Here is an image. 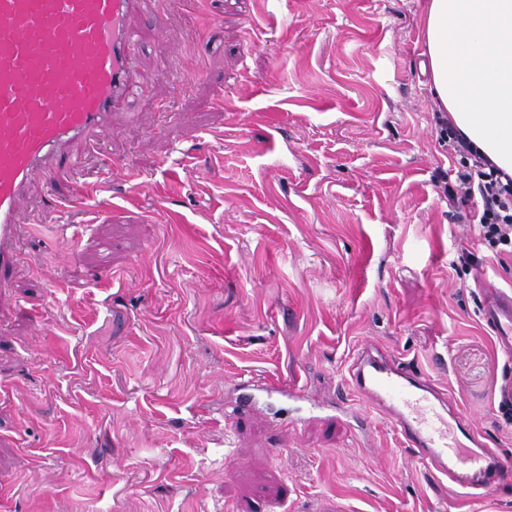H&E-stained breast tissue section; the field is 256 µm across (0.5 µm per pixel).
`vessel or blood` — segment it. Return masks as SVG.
<instances>
[{"label": "vessel or blood", "instance_id": "obj_1", "mask_svg": "<svg viewBox=\"0 0 512 512\" xmlns=\"http://www.w3.org/2000/svg\"><path fill=\"white\" fill-rule=\"evenodd\" d=\"M137 5L151 12L155 0H0L1 286L17 265V226L33 181L51 180L43 203L61 217L93 198L88 185H58L54 178L82 166L72 143L96 146L110 137L113 112L139 92L132 48L148 37L160 40L162 27L130 26ZM479 316L496 348L511 355L512 289L487 292ZM348 385L453 486L490 491L512 483V465L408 364L363 345Z\"/></svg>", "mask_w": 512, "mask_h": 512}]
</instances>
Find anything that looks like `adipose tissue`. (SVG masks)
I'll list each match as a JSON object with an SVG mask.
<instances>
[{"label": "adipose tissue", "mask_w": 512, "mask_h": 512, "mask_svg": "<svg viewBox=\"0 0 512 512\" xmlns=\"http://www.w3.org/2000/svg\"><path fill=\"white\" fill-rule=\"evenodd\" d=\"M422 41L436 110L512 174V0H429Z\"/></svg>", "instance_id": "obj_1"}]
</instances>
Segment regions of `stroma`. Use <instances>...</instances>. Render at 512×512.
<instances>
[{"label": "stroma", "instance_id": "1", "mask_svg": "<svg viewBox=\"0 0 512 512\" xmlns=\"http://www.w3.org/2000/svg\"><path fill=\"white\" fill-rule=\"evenodd\" d=\"M425 2L277 0L268 17L214 0L209 27L194 0H158L143 94L96 151L75 145L89 165L69 177L130 160L150 184L139 205L106 191L93 222L61 224L38 184L21 210L0 288V512H512V487L451 486L389 422L366 436L336 416L369 341L512 463V360L479 318L512 256L449 202ZM242 378L304 394L233 416Z\"/></svg>", "mask_w": 512, "mask_h": 512}]
</instances>
